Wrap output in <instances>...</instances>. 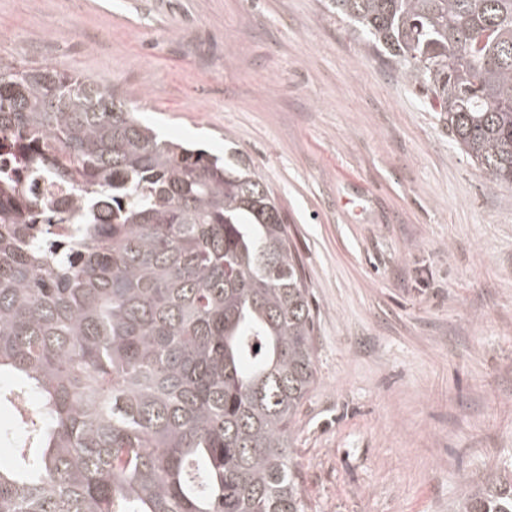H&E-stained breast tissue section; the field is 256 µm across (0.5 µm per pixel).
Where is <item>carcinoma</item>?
Segmentation results:
<instances>
[{"mask_svg":"<svg viewBox=\"0 0 512 512\" xmlns=\"http://www.w3.org/2000/svg\"><path fill=\"white\" fill-rule=\"evenodd\" d=\"M512 185V0H328ZM56 224L70 226L59 236ZM315 314L251 160L0 60V512H309ZM457 512H512V469Z\"/></svg>","mask_w":512,"mask_h":512,"instance_id":"carcinoma-1","label":"carcinoma"}]
</instances>
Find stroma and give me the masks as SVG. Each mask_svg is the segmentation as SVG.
<instances>
[{
    "label": "stroma",
    "instance_id": "obj_1",
    "mask_svg": "<svg viewBox=\"0 0 512 512\" xmlns=\"http://www.w3.org/2000/svg\"><path fill=\"white\" fill-rule=\"evenodd\" d=\"M0 58L253 160L316 317L311 512H451L512 465V185L321 0H0Z\"/></svg>",
    "mask_w": 512,
    "mask_h": 512
}]
</instances>
